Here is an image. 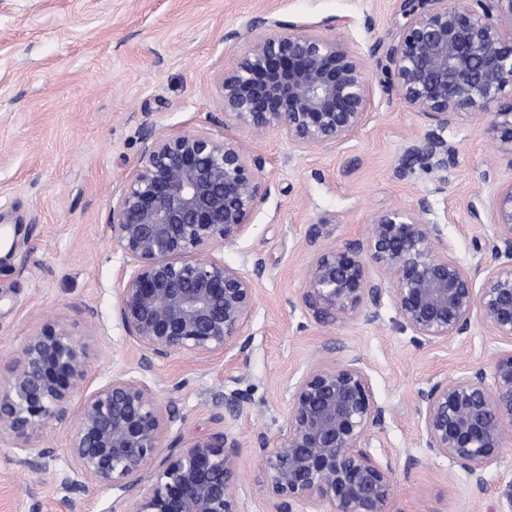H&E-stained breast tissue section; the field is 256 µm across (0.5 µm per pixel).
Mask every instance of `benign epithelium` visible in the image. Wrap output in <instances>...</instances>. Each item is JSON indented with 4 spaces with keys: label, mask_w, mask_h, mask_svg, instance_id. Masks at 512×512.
Returning a JSON list of instances; mask_svg holds the SVG:
<instances>
[{
    "label": "benign epithelium",
    "mask_w": 512,
    "mask_h": 512,
    "mask_svg": "<svg viewBox=\"0 0 512 512\" xmlns=\"http://www.w3.org/2000/svg\"><path fill=\"white\" fill-rule=\"evenodd\" d=\"M399 39L386 50L387 85L429 120L405 150L428 170H446L456 150L443 132L480 111L497 153L512 167V31L453 0H405ZM251 38L216 76L222 128L148 136L140 162L119 189L110 241L123 257L117 313L142 352V365L173 355L231 351L255 299L249 271L214 255L236 242L268 188L259 156L229 127L255 139L278 133L303 150L330 149L368 120L373 97L357 46L290 23ZM493 265L482 281L448 254L442 225L425 219L423 197L374 218L364 237L323 250L310 264L306 308L320 321L358 312L375 319L388 295L419 343L466 333L473 320L512 345V183L491 200ZM382 271L375 280L369 263ZM87 364L81 343L45 324L0 375V442L28 452L35 471L48 453L36 440L73 424L63 483L121 492L123 512H240L229 433L179 439L140 489L173 418L145 381L116 373L72 408ZM425 447L465 473L480 491L512 443V349L491 372L476 368L418 392ZM386 409L358 357L319 361L291 387L288 414L273 435L258 436L262 482L288 508L315 502L320 512H391L394 469L370 451Z\"/></svg>",
    "instance_id": "1"
}]
</instances>
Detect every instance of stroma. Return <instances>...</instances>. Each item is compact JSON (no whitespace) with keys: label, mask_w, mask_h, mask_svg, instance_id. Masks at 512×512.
<instances>
[{"label":"stroma","mask_w":512,"mask_h":512,"mask_svg":"<svg viewBox=\"0 0 512 512\" xmlns=\"http://www.w3.org/2000/svg\"><path fill=\"white\" fill-rule=\"evenodd\" d=\"M403 10L404 0H0V369L43 325L66 328L84 348V392L125 372L144 378L173 416L170 439L230 431L241 442L242 512H277L279 499L262 485L257 435L277 431L308 364L357 356L389 410L371 451L392 461V512H512V446L477 492L428 452L416 414L429 380L491 369L507 344L479 320L460 338L418 343L386 299L377 320L323 323L301 299L307 268L325 247L362 238L375 216L422 197L465 267L482 276L492 264L474 248L493 233L491 213L475 217L470 206L512 183V165L476 116L445 131L456 149L448 170L404 167L407 143L428 121L388 90L384 55L368 54L375 42L398 40ZM278 22L367 52L371 114L329 150L240 132L262 158L268 186L246 233L222 252L226 264L256 273L249 325L229 354L174 355L142 370V353L115 313L123 258L110 242L112 197L146 137L212 128L223 61L245 48L244 32L265 36ZM233 390L242 411L224 403ZM70 433L65 424L38 439L50 452L39 472L25 452L0 445V512H119L112 489L60 484Z\"/></svg>","instance_id":"stroma-1"}]
</instances>
